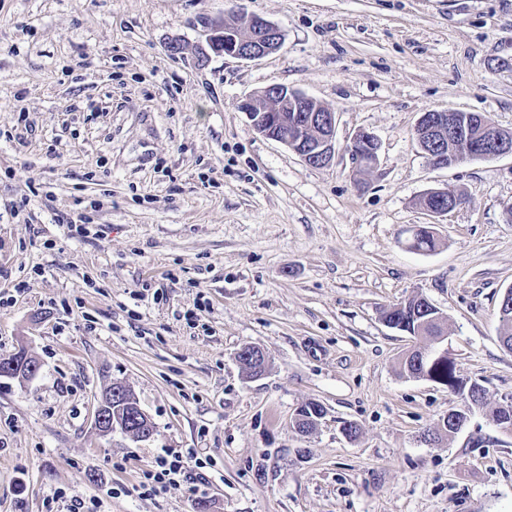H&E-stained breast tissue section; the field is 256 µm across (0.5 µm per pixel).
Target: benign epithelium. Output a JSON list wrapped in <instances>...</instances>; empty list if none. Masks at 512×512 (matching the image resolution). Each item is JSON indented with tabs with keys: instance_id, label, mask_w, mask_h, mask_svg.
Wrapping results in <instances>:
<instances>
[{
	"instance_id": "obj_1",
	"label": "benign epithelium",
	"mask_w": 512,
	"mask_h": 512,
	"mask_svg": "<svg viewBox=\"0 0 512 512\" xmlns=\"http://www.w3.org/2000/svg\"><path fill=\"white\" fill-rule=\"evenodd\" d=\"M241 21L230 26L225 18L202 21V41L197 46V62L205 65L213 56L254 61L277 52L282 45V33L265 18L236 11ZM256 133L275 140L299 155L314 167L330 165L336 154V112L320 106L314 99L285 86L272 85L259 98L247 97L239 104ZM415 136L430 165L452 168L477 158L512 156V136L494 122L485 120L477 125L459 122L452 110L427 111L415 125ZM380 142L367 131L359 130L347 145L357 167L369 170L377 165ZM428 194L442 201L436 215L456 208L461 196L448 189H432ZM40 370V362L28 356L24 372L16 371V362L0 358V379L31 378ZM464 397L463 414L481 406L473 384H460ZM94 427L102 435L116 430L139 440L153 437L154 424L140 407L127 385L112 382L102 394L94 412Z\"/></svg>"
}]
</instances>
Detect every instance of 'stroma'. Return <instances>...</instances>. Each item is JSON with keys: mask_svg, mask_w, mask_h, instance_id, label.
I'll return each mask as SVG.
<instances>
[{"mask_svg": "<svg viewBox=\"0 0 512 512\" xmlns=\"http://www.w3.org/2000/svg\"><path fill=\"white\" fill-rule=\"evenodd\" d=\"M242 5L282 48L200 68L201 22L225 0H0V356L41 364L0 381V512H47L59 488L101 512H512V437L490 419L512 398V157L437 169L415 138L430 110L512 131V0ZM272 85L336 112L330 166L252 130L238 104ZM359 130L381 144L365 172L346 150ZM434 188L461 205L424 210ZM425 224L435 250H409ZM417 294L486 390L437 443L419 436L463 400L400 375L414 340L383 320ZM115 379L150 440L95 430ZM310 401L324 416L303 435ZM190 452L205 487L138 495L158 457ZM16 352L17 353L12 354V359L15 360L16 362L12 361L10 358L7 357L2 356L0 358V379L31 378L34 377L39 372L40 362L30 354H28L26 360L24 376L20 375L19 371H15L16 363L18 364V366L22 365L26 355V351L24 348H20Z\"/></svg>", "mask_w": 512, "mask_h": 512, "instance_id": "35a3bbf8", "label": "stroma"}]
</instances>
